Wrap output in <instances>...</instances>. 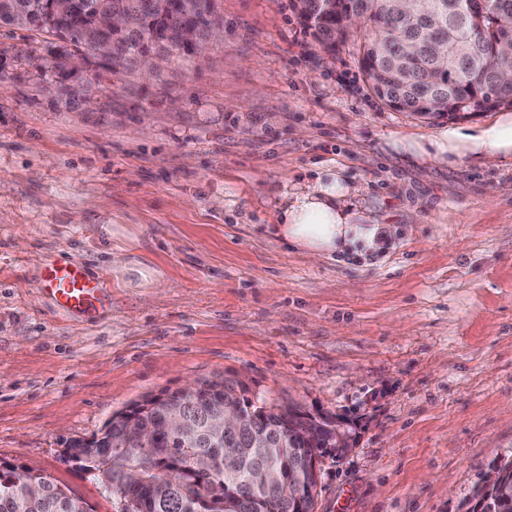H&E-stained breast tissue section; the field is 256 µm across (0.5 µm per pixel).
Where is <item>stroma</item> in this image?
I'll list each match as a JSON object with an SVG mask.
<instances>
[{
  "mask_svg": "<svg viewBox=\"0 0 512 512\" xmlns=\"http://www.w3.org/2000/svg\"><path fill=\"white\" fill-rule=\"evenodd\" d=\"M224 38L165 80L108 76L55 104L36 33L0 27V459L116 512L64 460L144 396L197 379L340 416L318 512H466L512 459V158L418 163L447 128L369 89L358 50L323 52L291 0H220ZM336 169L397 235L320 260L278 236L281 202ZM105 276L95 320L58 311L41 267Z\"/></svg>",
  "mask_w": 512,
  "mask_h": 512,
  "instance_id": "stroma-1",
  "label": "stroma"
}]
</instances>
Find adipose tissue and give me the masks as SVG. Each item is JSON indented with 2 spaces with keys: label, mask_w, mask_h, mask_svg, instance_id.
Here are the masks:
<instances>
[{
  "label": "adipose tissue",
  "mask_w": 512,
  "mask_h": 512,
  "mask_svg": "<svg viewBox=\"0 0 512 512\" xmlns=\"http://www.w3.org/2000/svg\"><path fill=\"white\" fill-rule=\"evenodd\" d=\"M475 155L493 162L512 155V121L498 124L477 134L447 129L417 145L416 155L427 161ZM351 189L333 169H325L317 178L298 187L284 199L277 230L280 236L304 249L314 259L334 253L352 252L365 257L383 249L397 233L392 224H363L347 208Z\"/></svg>",
  "instance_id": "obj_1"
}]
</instances>
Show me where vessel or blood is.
Here are the masks:
<instances>
[{"label":"vessel or blood","mask_w":512,"mask_h":512,"mask_svg":"<svg viewBox=\"0 0 512 512\" xmlns=\"http://www.w3.org/2000/svg\"><path fill=\"white\" fill-rule=\"evenodd\" d=\"M42 280L45 293L71 317H93L106 305L107 288L90 277L78 262L47 264L42 270Z\"/></svg>","instance_id":"b4317fda"}]
</instances>
